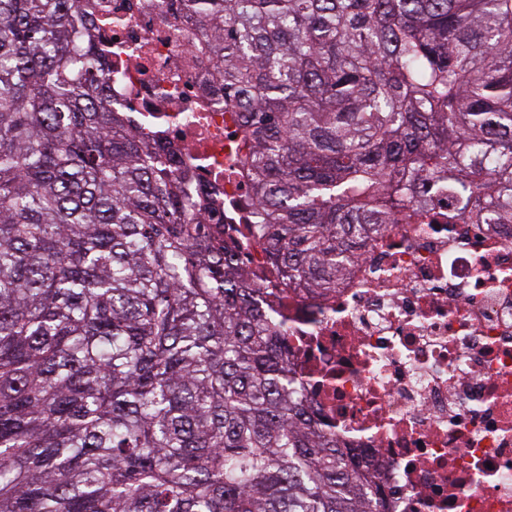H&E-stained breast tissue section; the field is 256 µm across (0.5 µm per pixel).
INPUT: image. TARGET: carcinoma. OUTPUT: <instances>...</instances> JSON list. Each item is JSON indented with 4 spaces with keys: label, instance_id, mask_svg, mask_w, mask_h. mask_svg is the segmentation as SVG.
<instances>
[{
    "label": "carcinoma",
    "instance_id": "carcinoma-1",
    "mask_svg": "<svg viewBox=\"0 0 512 512\" xmlns=\"http://www.w3.org/2000/svg\"><path fill=\"white\" fill-rule=\"evenodd\" d=\"M81 2L0 0V512H385L206 197L112 108ZM169 2L297 287L437 189L450 224H512V0Z\"/></svg>",
    "mask_w": 512,
    "mask_h": 512
}]
</instances>
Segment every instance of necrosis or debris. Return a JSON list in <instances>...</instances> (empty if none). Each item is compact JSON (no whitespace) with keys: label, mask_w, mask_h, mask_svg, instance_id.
Returning a JSON list of instances; mask_svg holds the SVG:
<instances>
[{"label":"necrosis or debris","mask_w":512,"mask_h":512,"mask_svg":"<svg viewBox=\"0 0 512 512\" xmlns=\"http://www.w3.org/2000/svg\"><path fill=\"white\" fill-rule=\"evenodd\" d=\"M105 30L112 103L149 115L189 194L236 230L261 306L287 327L302 393L390 512H512V225L427 223L372 234L336 286L288 285L254 226L259 201L241 113L214 102L216 73L165 0H85Z\"/></svg>","instance_id":"necrosis-or-debris-1"}]
</instances>
